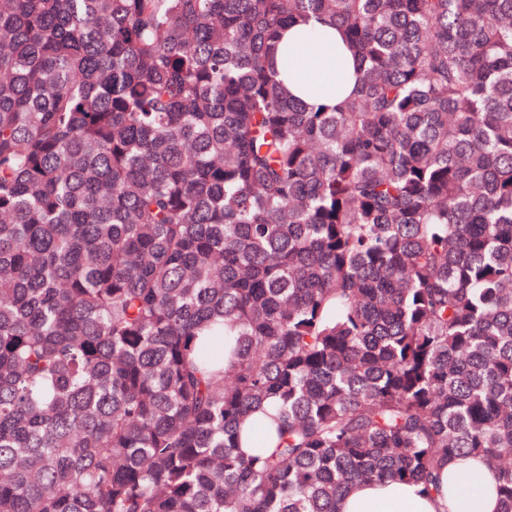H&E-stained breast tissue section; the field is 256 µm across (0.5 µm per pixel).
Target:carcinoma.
I'll return each mask as SVG.
<instances>
[{"mask_svg":"<svg viewBox=\"0 0 512 512\" xmlns=\"http://www.w3.org/2000/svg\"><path fill=\"white\" fill-rule=\"evenodd\" d=\"M312 21L334 106L270 65ZM464 457L512 512V0H0V512H339ZM301 42L311 46L308 59H298L289 53V48ZM276 64L293 95L311 105H336L356 84L355 64L342 36L336 27L327 24L311 22L286 30L280 39Z\"/></svg>","mask_w":512,"mask_h":512,"instance_id":"1","label":"carcinoma"}]
</instances>
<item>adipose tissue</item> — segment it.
Listing matches in <instances>:
<instances>
[{"label":"adipose tissue","mask_w":512,"mask_h":512,"mask_svg":"<svg viewBox=\"0 0 512 512\" xmlns=\"http://www.w3.org/2000/svg\"><path fill=\"white\" fill-rule=\"evenodd\" d=\"M311 46L309 58L300 59L290 50L299 43ZM276 64L289 71L293 95L311 105L336 104L356 84L355 64L346 51L336 27L313 22L286 30L280 39ZM462 467L476 472L480 487L470 493L444 492L421 495L416 485L387 482L358 485L340 502V512H496V476L477 459L462 460Z\"/></svg>","instance_id":"1"}]
</instances>
